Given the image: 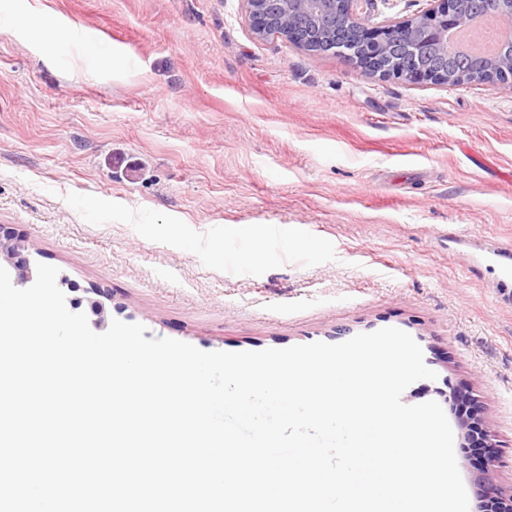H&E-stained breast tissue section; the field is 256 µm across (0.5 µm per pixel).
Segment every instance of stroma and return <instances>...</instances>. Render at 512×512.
<instances>
[{
	"label": "stroma",
	"mask_w": 512,
	"mask_h": 512,
	"mask_svg": "<svg viewBox=\"0 0 512 512\" xmlns=\"http://www.w3.org/2000/svg\"><path fill=\"white\" fill-rule=\"evenodd\" d=\"M52 18V29L39 24ZM0 234L71 312L200 350L395 327L470 391L512 487V83L378 78L247 30L242 0H0ZM454 451L480 512L481 456Z\"/></svg>",
	"instance_id": "stroma-1"
}]
</instances>
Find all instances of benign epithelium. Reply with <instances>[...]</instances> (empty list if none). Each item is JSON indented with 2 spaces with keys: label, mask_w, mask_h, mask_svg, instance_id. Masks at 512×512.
I'll return each instance as SVG.
<instances>
[{
  "label": "benign epithelium",
  "mask_w": 512,
  "mask_h": 512,
  "mask_svg": "<svg viewBox=\"0 0 512 512\" xmlns=\"http://www.w3.org/2000/svg\"><path fill=\"white\" fill-rule=\"evenodd\" d=\"M245 22L251 35L260 40L280 39L317 53H341L353 63L381 78L409 84L431 82L458 86L465 82H511L512 55L507 66L496 60L479 74L456 77L445 70L425 65L430 54L448 57V31L469 23L462 10L463 0H429L428 7L407 19L391 18L371 27L373 0H242ZM406 36L402 57L389 55L393 39ZM25 245L9 236L0 237V258L15 271V283L25 286L34 280L30 264L21 258ZM457 404L469 408L459 419L464 437L491 452L481 470L479 482L485 498V512H512V491L503 490L495 477L496 452L490 431L477 412L468 392L453 394Z\"/></svg>",
  "instance_id": "1"
}]
</instances>
